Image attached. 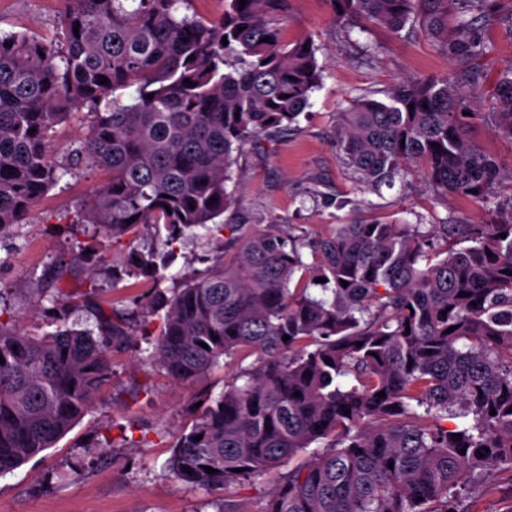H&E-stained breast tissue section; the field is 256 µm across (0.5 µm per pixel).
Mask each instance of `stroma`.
Returning a JSON list of instances; mask_svg holds the SVG:
<instances>
[{
	"label": "stroma",
	"instance_id": "35a3bbf8",
	"mask_svg": "<svg viewBox=\"0 0 512 512\" xmlns=\"http://www.w3.org/2000/svg\"><path fill=\"white\" fill-rule=\"evenodd\" d=\"M63 10L62 0H0V33L51 37ZM278 17L288 38L313 41L322 85L295 131L277 142L255 141L238 155L234 200L219 218L225 237H232L235 224H281L314 236L368 216L411 224H481L512 211V186L506 184L482 199L446 198L416 174L390 188L359 191L336 147L338 112L367 89L409 77L440 80L452 76L453 67L417 31L395 34L372 26L345 32L332 0H286ZM482 36L489 49L479 64L493 79L512 67V0H497ZM474 109L475 141L503 166L512 165V141L494 134L481 118L488 100ZM100 180L99 172L87 170L63 176L0 240V308L23 331L48 329L53 305L39 295L50 264L69 250L95 247L72 218ZM212 255L207 230L197 228L178 243L173 263L163 269L164 287L204 271ZM96 283L101 298L120 309L147 304L152 294L151 282L127 277L116 284L104 269ZM151 351L138 334L127 348L113 352L112 379L85 417L55 447L0 477V512H217L223 492L176 485L166 470L200 387L174 384ZM461 508L512 512V471L491 469L485 490L467 496Z\"/></svg>",
	"mask_w": 512,
	"mask_h": 512
}]
</instances>
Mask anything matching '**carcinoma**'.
Wrapping results in <instances>:
<instances>
[{
    "instance_id": "obj_1",
    "label": "carcinoma",
    "mask_w": 512,
    "mask_h": 512,
    "mask_svg": "<svg viewBox=\"0 0 512 512\" xmlns=\"http://www.w3.org/2000/svg\"><path fill=\"white\" fill-rule=\"evenodd\" d=\"M67 2L49 40L0 35V234L59 172L86 167L104 179L76 223L110 242L152 224L168 250L112 267L114 281L157 285L153 328L135 309L101 303L93 283L63 291L75 267L107 263L105 246L53 267L41 297L53 303L54 331L25 333L0 312V476L78 423L112 378V351L137 329L154 337L151 356L176 384L255 356L217 398L204 388L190 408L168 462L182 486L227 491L274 473L260 512H457L458 492L485 487L491 468L512 471V215L427 229L361 220L318 237L255 224L225 240L224 225L208 223L233 202V153L295 129L322 81L312 41L285 37L275 19L284 0H224L217 20L177 12L181 0ZM491 2L333 0L339 23L394 33L410 24L460 68L456 82L406 79L338 113L336 146L362 187L413 171L445 197L512 184L469 123L486 80L476 60ZM491 100L487 124L512 140V69ZM81 113L87 131L61 165L52 139ZM196 227L216 241L212 264L168 295L160 269ZM455 237L473 245L457 250ZM79 310L92 327L70 321Z\"/></svg>"
}]
</instances>
